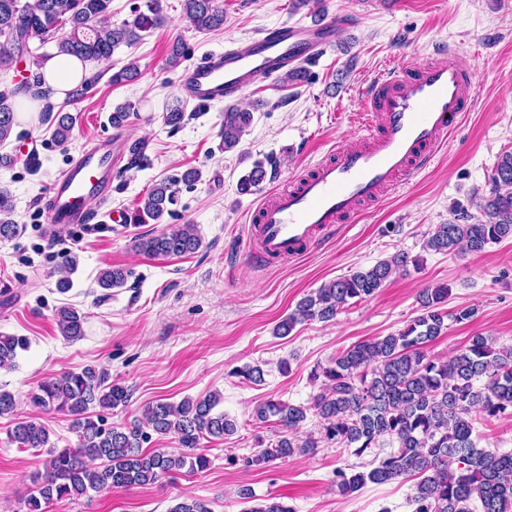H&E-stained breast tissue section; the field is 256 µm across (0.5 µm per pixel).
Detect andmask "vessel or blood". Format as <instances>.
<instances>
[{
    "label": "vessel or blood",
    "instance_id": "obj_1",
    "mask_svg": "<svg viewBox=\"0 0 512 512\" xmlns=\"http://www.w3.org/2000/svg\"><path fill=\"white\" fill-rule=\"evenodd\" d=\"M346 17L304 25L281 24L248 41L233 40L190 68L181 83L190 98L213 105L232 100L262 79L318 58L334 45ZM361 127L337 143L332 158L273 192L251 228V258L292 259L336 225L356 222L360 207L425 170L473 106L469 71L456 53L443 63L397 66L360 90ZM121 155L111 139H96L70 157L42 205L44 222L65 232L96 218L91 202L112 196V171Z\"/></svg>",
    "mask_w": 512,
    "mask_h": 512
}]
</instances>
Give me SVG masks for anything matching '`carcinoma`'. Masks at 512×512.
Masks as SVG:
<instances>
[{"label": "carcinoma", "instance_id": "1", "mask_svg": "<svg viewBox=\"0 0 512 512\" xmlns=\"http://www.w3.org/2000/svg\"><path fill=\"white\" fill-rule=\"evenodd\" d=\"M183 14L197 31L224 25V8L217 0H183ZM166 20L161 0H144L131 18L112 24V0H0V69L25 65L29 75L17 86L0 90V144L7 142L15 126V97L21 92L42 93L40 67L50 57H74L84 64L108 61L120 47L136 46ZM138 76L131 60L112 73L110 81L122 84ZM54 125L53 137L70 140L75 118L68 112L46 109ZM254 120L248 109L230 106L224 110L221 137L224 151L236 148ZM184 108L173 105L163 112L165 125L178 128ZM148 143H128L129 166L145 157ZM267 177L263 162L254 164L239 182V191L249 193ZM172 183L154 184L139 209L142 221L160 223L174 204ZM482 217L473 223L450 221L438 224L425 247L435 252L482 254L494 244L512 239V151H504L489 178V191L480 204ZM14 202L0 188V240L17 236ZM201 239L193 224L167 228L141 238L140 251L148 256H183L196 252ZM405 253L382 260L323 284L301 299L277 326V334L289 335L296 325L313 320L330 321L346 306L377 294L386 281L408 262ZM122 268L103 270L98 284L119 288L127 280ZM446 283L429 285L417 297L420 313L395 334L358 343L336 356L326 367L313 372L323 377L321 392L310 406L268 399L258 404L254 415L261 422L275 417L288 436L260 451L255 462H268L298 452L315 451L319 441L294 436L313 413L320 418L321 439L361 457L375 453L376 466L369 471L337 472L340 493L350 494L366 483L383 484L416 476L411 497L414 512H512V452L481 448L473 439L472 414L491 420L512 416V345L497 347L492 339L477 334L446 359L428 353L427 346L448 328L447 321L468 322L476 308L460 305L442 309L448 301ZM64 337L74 341L84 336V316L72 307L57 310ZM28 349L23 336L0 334V368L16 366ZM130 389L112 380L104 368L86 366L41 381L29 394L32 405L62 412L72 418L74 445L58 448L49 429L30 419L14 423L10 442L19 448L45 449L44 471L33 478L34 488L23 501L24 512H47L63 499L88 497L90 493L154 484L183 469L203 471L210 460L196 452L205 438L222 439L236 430L226 414L215 412L219 397L185 398L179 403L157 402L147 406L144 421L129 427L107 425L102 412L128 404ZM171 436L184 451L175 454L159 448L147 451L143 444L152 435ZM238 497L250 507L244 512H294L283 502L259 498L243 486ZM169 512H211L202 500L185 498Z\"/></svg>", "mask_w": 512, "mask_h": 512}]
</instances>
